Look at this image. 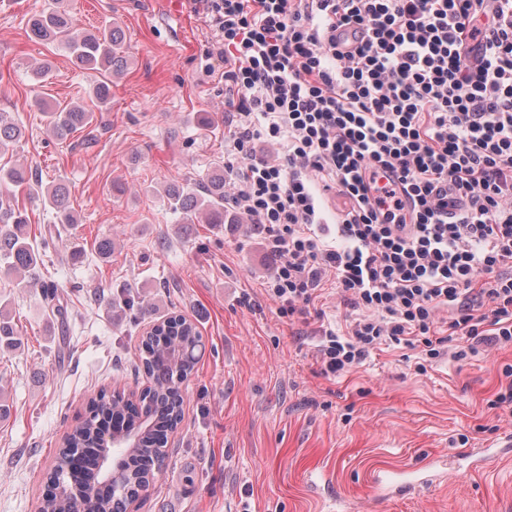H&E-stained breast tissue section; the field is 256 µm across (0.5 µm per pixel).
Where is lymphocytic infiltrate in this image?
I'll list each match as a JSON object with an SVG mask.
<instances>
[{
	"instance_id": "obj_1",
	"label": "lymphocytic infiltrate",
	"mask_w": 512,
	"mask_h": 512,
	"mask_svg": "<svg viewBox=\"0 0 512 512\" xmlns=\"http://www.w3.org/2000/svg\"><path fill=\"white\" fill-rule=\"evenodd\" d=\"M224 69V207L278 257L281 317L326 287L324 377L512 344V0H184Z\"/></svg>"
}]
</instances>
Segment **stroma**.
<instances>
[{"label":"stroma","instance_id":"1","mask_svg":"<svg viewBox=\"0 0 512 512\" xmlns=\"http://www.w3.org/2000/svg\"><path fill=\"white\" fill-rule=\"evenodd\" d=\"M44 0H0V112L22 129L14 163L37 171L20 194L32 234L52 224L43 193L64 184L79 218L45 253L42 272L68 295L62 336L39 284L0 277V299L21 334L0 350V385L12 406L0 424V512H36L63 436L99 389L138 391L140 339L163 317L195 321L205 343L190 379L169 458L135 512H512V454L473 471L465 448L495 444L499 369L512 344L415 374L386 350L329 380L309 326L281 318L262 283L276 260L249 225H184L164 190L195 187L224 160V86L205 74L207 28L184 0H70L74 26L118 23L128 67L99 110L98 72L34 42L28 19ZM46 64V81L32 71ZM83 102L93 120L67 140L49 133L40 103ZM212 118L198 123L200 115ZM111 239L101 256L97 243ZM128 290L137 322L111 299ZM437 455L446 482L377 498L379 472L407 473Z\"/></svg>","mask_w":512,"mask_h":512}]
</instances>
